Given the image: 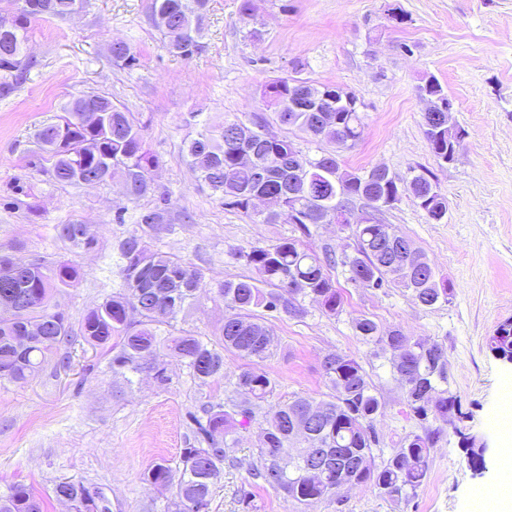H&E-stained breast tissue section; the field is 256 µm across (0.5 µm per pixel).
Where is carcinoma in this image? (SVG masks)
Listing matches in <instances>:
<instances>
[{"label":"carcinoma","mask_w":512,"mask_h":512,"mask_svg":"<svg viewBox=\"0 0 512 512\" xmlns=\"http://www.w3.org/2000/svg\"><path fill=\"white\" fill-rule=\"evenodd\" d=\"M0 6V73L12 78L3 83L9 91L22 82L31 66L25 55L28 29L38 18H65L83 6V0H4ZM207 0H150V18L167 39L170 51L192 58L203 51L198 38L185 35L190 29L201 32ZM114 64L132 68L137 58L123 41L110 48ZM335 87L317 86L302 78L283 77L280 83L264 88L271 98H294L307 108L275 113L280 125L297 128L311 138L347 148L348 141L360 137L362 103L353 92L345 97L332 96ZM418 92L448 99L441 83L425 78ZM71 99L57 121L36 133L42 150L53 160V176L62 184L77 185L79 180L105 183L119 179L127 199L137 203L149 190L148 177L159 166L157 156L145 148L142 126L131 112H125L101 93H89L87 105L97 116L92 124L80 122L81 113ZM240 125L238 119H226L217 126L204 124L187 146V155L198 179L224 207L265 224H295L310 236L309 225L330 223L336 211V180H341L348 197L342 207L380 208L388 191L385 176L374 170L350 171L341 166L334 153L322 159L307 158L286 137L255 139L240 131L229 141L226 128ZM429 148L437 160L448 158L453 142L448 131L424 130ZM318 164L315 170L322 182L311 191L323 201L311 205L297 181L295 170L302 161ZM405 194L440 221L446 216L448 199L439 190L430 173L412 177ZM261 196L265 209L257 213L251 198ZM166 221V209L156 205L143 210L138 224L153 227ZM83 225L62 224L58 236L75 247L93 249L94 238L83 237ZM356 255L343 261L336 252H317L295 238H284L271 246L241 247L235 259L244 263L253 275L226 279L216 290L228 314L219 339L210 342L183 327H176L178 316L193 304L204 288V274L195 264L169 252L155 250L144 236L131 233L119 244L123 260L120 268L122 288L103 299L84 317L79 337L87 344L105 349L112 371L122 375L153 374L160 385L169 382L163 361L173 354L189 369L199 385L207 386L224 378V353L230 352L248 361L236 377L230 393L218 401L203 405L206 419L189 414L195 425L196 444L182 449L179 462L151 465L144 480L169 493L165 512H204L213 488L224 478V466L244 468L256 484L269 488L303 509H311L333 496L328 488L340 482L371 484L379 494L399 500L416 492L425 482L429 455L441 429L424 428L423 433L407 436L389 456L379 448L373 421L382 413L383 404L373 392L362 365L347 355H329L323 361V377L331 394L325 399L295 396L286 403L265 406L277 382L261 367L271 356L272 330L265 312L282 311L292 316L306 313L303 300L317 301L322 309L336 313L342 305L331 272L341 266L354 284L371 279L378 288L390 283L403 288L423 307L448 302V285L437 280L425 253L413 241L398 233L385 218L377 224H356ZM22 270L11 287H0V305L10 302L14 311L3 316L0 308V382L25 384L45 365L66 366L68 356L59 355L61 347L74 340L73 329L55 297L73 287L81 278L80 268L71 260L52 257L30 262L11 252L0 251V265ZM138 319H132V315ZM169 327L166 335L161 326ZM360 339L374 348L378 357L405 343V362L392 365L394 379L406 388V405L421 422L428 413L448 420V409H458L456 397L448 396L446 367L448 359L437 342L410 340L396 328L383 329L367 316L353 321ZM494 355L512 354V320L500 322L486 342ZM429 384L433 397L423 400L421 385ZM263 411V427L258 448L247 457L235 455L237 427L252 422ZM308 424L309 434L294 445L291 429ZM323 448L326 461L322 479L311 478L304 461L307 450ZM380 463H375L376 457ZM52 496L71 505V512H112L111 503L99 488L81 480L63 477L54 481ZM0 512H45L43 497L24 485L11 486L0 495Z\"/></svg>","instance_id":"cac0c4a2"}]
</instances>
